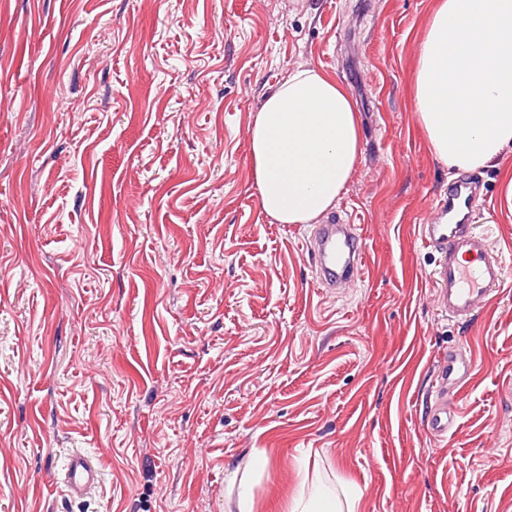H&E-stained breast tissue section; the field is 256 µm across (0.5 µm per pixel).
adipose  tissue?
<instances>
[{"mask_svg": "<svg viewBox=\"0 0 512 512\" xmlns=\"http://www.w3.org/2000/svg\"><path fill=\"white\" fill-rule=\"evenodd\" d=\"M412 108L449 172L512 148V0H435L412 73ZM361 152L345 86L322 69L288 71L249 125L261 206L281 224H318L346 192ZM360 492L304 475L290 512H357Z\"/></svg>", "mask_w": 512, "mask_h": 512, "instance_id": "1", "label": "adipose tissue"}]
</instances>
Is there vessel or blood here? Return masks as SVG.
<instances>
[{
    "mask_svg": "<svg viewBox=\"0 0 512 512\" xmlns=\"http://www.w3.org/2000/svg\"><path fill=\"white\" fill-rule=\"evenodd\" d=\"M476 197V184L459 179L427 220L414 227L415 237L436 256L432 283L439 308L461 323L474 319L498 296L505 275L499 251L490 247L486 236L475 234L470 227ZM306 249L320 287L336 288L361 279L365 253L358 225H318ZM471 372L472 361L462 352H449L438 361L435 399L425 419L426 429L434 438H445L453 429L458 411L448 405V390L463 388ZM100 481L96 459L79 451L69 456L59 479L71 499L88 496Z\"/></svg>",
    "mask_w": 512,
    "mask_h": 512,
    "instance_id": "1",
    "label": "vessel or blood"
}]
</instances>
